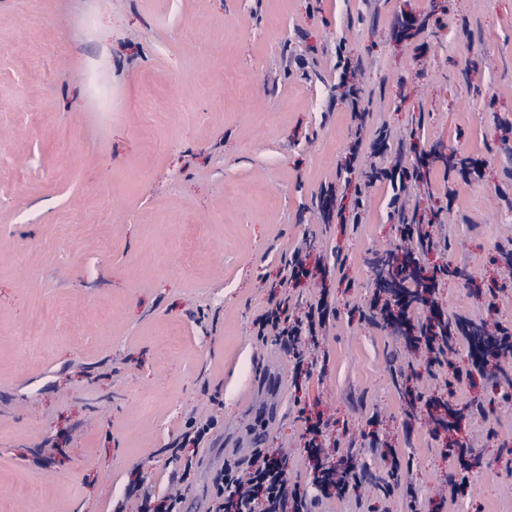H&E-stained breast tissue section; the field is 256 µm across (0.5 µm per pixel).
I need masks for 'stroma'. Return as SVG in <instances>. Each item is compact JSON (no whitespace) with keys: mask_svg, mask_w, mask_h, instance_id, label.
I'll return each mask as SVG.
<instances>
[{"mask_svg":"<svg viewBox=\"0 0 512 512\" xmlns=\"http://www.w3.org/2000/svg\"><path fill=\"white\" fill-rule=\"evenodd\" d=\"M359 67L356 130L336 56ZM512 0H0V512H141L136 483L208 512L211 470L267 411L310 512H512L511 390L447 369L364 320L376 259L401 243L371 165L422 166L448 318L512 323ZM332 269L336 316L311 377L253 322L302 240ZM482 402L459 432L482 466L455 500L451 462L408 391ZM358 450L345 497L308 483L303 413ZM217 414L199 468L160 455ZM55 451L43 449V442Z\"/></svg>","mask_w":512,"mask_h":512,"instance_id":"35a3bbf8","label":"stroma"}]
</instances>
